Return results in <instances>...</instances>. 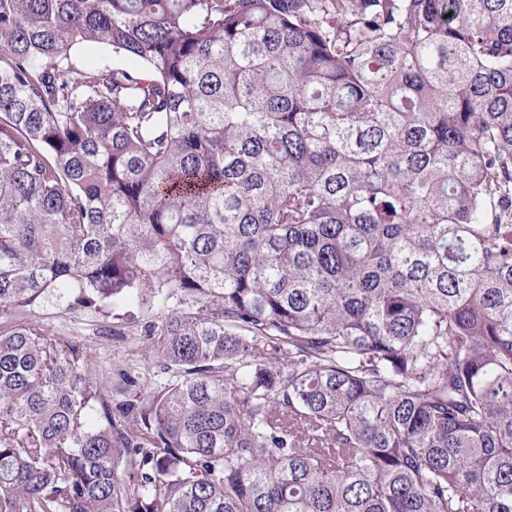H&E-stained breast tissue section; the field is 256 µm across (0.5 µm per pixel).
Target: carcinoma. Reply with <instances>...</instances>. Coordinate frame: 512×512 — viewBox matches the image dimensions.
<instances>
[{"instance_id": "obj_1", "label": "carcinoma", "mask_w": 512, "mask_h": 512, "mask_svg": "<svg viewBox=\"0 0 512 512\" xmlns=\"http://www.w3.org/2000/svg\"><path fill=\"white\" fill-rule=\"evenodd\" d=\"M0 512H512V0H0ZM112 61L111 52L95 46L83 47L76 55L78 67H110ZM42 318L44 323L50 329H61L65 337L72 340L81 341L86 346L87 355L95 363L104 369H112L115 372L119 368H123L128 364L139 363L144 368L150 360L148 355L145 358V348L148 344L141 336H107L100 338L99 336H86L89 332H70L78 336H67L68 331L65 330L67 316L63 309H59L52 302H46L42 309ZM137 338H140L137 340ZM143 341L145 344L143 345ZM138 342L137 351H132L133 343Z\"/></svg>"}]
</instances>
